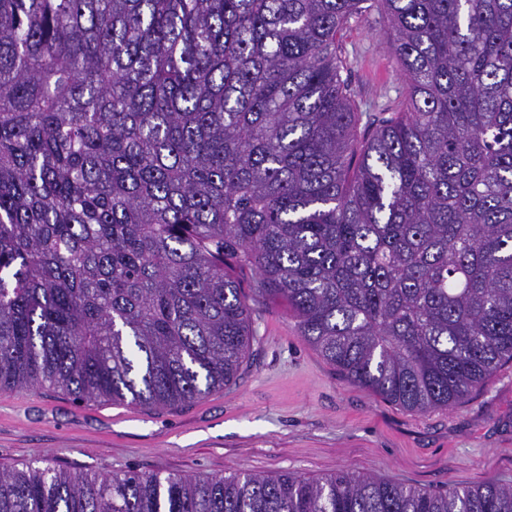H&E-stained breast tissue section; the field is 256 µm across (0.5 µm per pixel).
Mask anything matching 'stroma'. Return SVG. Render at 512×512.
I'll list each match as a JSON object with an SVG mask.
<instances>
[{
	"label": "stroma",
	"instance_id": "stroma-1",
	"mask_svg": "<svg viewBox=\"0 0 512 512\" xmlns=\"http://www.w3.org/2000/svg\"><path fill=\"white\" fill-rule=\"evenodd\" d=\"M370 6L337 50L358 111L378 115L404 84ZM256 339L239 376L164 409L79 403L43 386L0 392V468L41 457L98 474L184 476L347 471L397 484H512V364L459 405L411 412L356 386L303 340L281 300L255 303Z\"/></svg>",
	"mask_w": 512,
	"mask_h": 512
}]
</instances>
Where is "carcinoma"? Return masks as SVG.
I'll return each mask as SVG.
<instances>
[{
    "label": "carcinoma",
    "instance_id": "cac0c4a2",
    "mask_svg": "<svg viewBox=\"0 0 512 512\" xmlns=\"http://www.w3.org/2000/svg\"><path fill=\"white\" fill-rule=\"evenodd\" d=\"M406 97L359 131L362 4ZM415 412L512 362V0H0V392L163 408L235 379L238 272ZM0 512H512L340 472L0 469Z\"/></svg>",
    "mask_w": 512,
    "mask_h": 512
}]
</instances>
